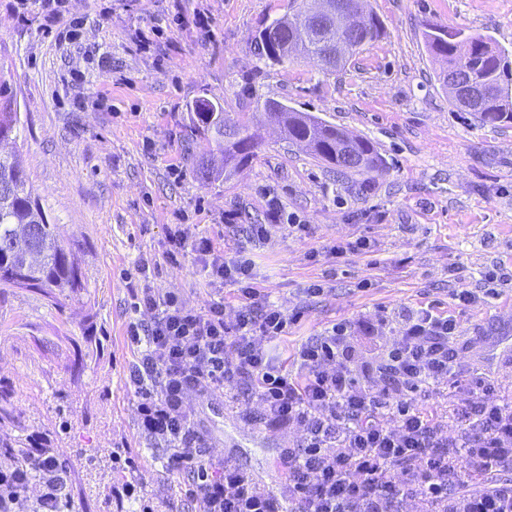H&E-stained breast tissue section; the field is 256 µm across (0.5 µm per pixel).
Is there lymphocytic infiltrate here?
Segmentation results:
<instances>
[{"label": "lymphocytic infiltrate", "mask_w": 512, "mask_h": 512, "mask_svg": "<svg viewBox=\"0 0 512 512\" xmlns=\"http://www.w3.org/2000/svg\"><path fill=\"white\" fill-rule=\"evenodd\" d=\"M188 249L213 280L238 285L243 302L233 321H225L223 302L198 311L174 292L146 286L136 298L150 321L130 323L127 337L138 349L129 381L141 430L169 448V471L194 474L187 494L198 512H402L409 500L415 512H512V485L485 482L512 466V405L484 379L459 382L453 317L429 307L405 311L399 336L359 372L351 366L355 326L335 323L299 347L291 375L261 344L287 335L290 319L262 301L253 260L226 256L185 228L169 236L166 256L174 262ZM234 383L257 395L267 417L300 432L284 455L287 494L226 460L202 457L205 439L188 399L202 390L221 395ZM440 385L459 395L460 426L452 434L423 407ZM0 453L8 459L0 464V512H16L35 484L40 493L30 512L70 506L62 449L37 438ZM465 477L481 490L451 494L452 481Z\"/></svg>", "instance_id": "lymphocytic-infiltrate-1"}]
</instances>
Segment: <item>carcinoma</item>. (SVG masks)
I'll return each instance as SVG.
<instances>
[{"label": "carcinoma", "mask_w": 512, "mask_h": 512, "mask_svg": "<svg viewBox=\"0 0 512 512\" xmlns=\"http://www.w3.org/2000/svg\"><path fill=\"white\" fill-rule=\"evenodd\" d=\"M382 24L374 19L361 32L341 29L326 21L314 23L306 18L282 36L295 40L292 49L279 55L273 43L255 40L260 58L283 64L293 58L308 59L321 69L334 71L337 63L326 58L328 44L346 42L351 53L377 40ZM430 52L445 60L446 70L463 79L471 78L486 84L491 96L482 108L474 109L454 94L448 76H439L448 88L451 103L482 123L512 121V61L506 50L498 47L489 35L470 34L461 29L430 24L424 33ZM12 64L0 57V144L21 138L20 113ZM197 128L224 154V177L230 178L246 168L255 156L256 141L241 124L233 130L224 129L223 108L208 99L192 106ZM284 138L291 144L306 148L317 159L342 170L347 169L343 153L358 159L354 170H371L383 164L382 156L365 138L353 136L345 129L306 112L285 107L280 120ZM84 287L79 269L58 241L54 225L40 201L33 194L19 151L0 150V288H32L54 294L58 290L76 293Z\"/></svg>", "instance_id": "cac0c4a2"}]
</instances>
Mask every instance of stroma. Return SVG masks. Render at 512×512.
Here are the masks:
<instances>
[{"mask_svg": "<svg viewBox=\"0 0 512 512\" xmlns=\"http://www.w3.org/2000/svg\"><path fill=\"white\" fill-rule=\"evenodd\" d=\"M46 18L28 0H0V47L8 50L18 89L21 158L36 195L85 286L56 298L0 288V445L39 435L62 449L76 512H158L169 500L195 512L187 475L165 466L163 445L138 427L127 383L134 350L126 341L136 288L179 293L188 307L224 303L233 319L236 285L217 283L193 257L168 262L170 233L232 253L248 248L258 282L285 314L301 312L269 348L288 373L308 338L341 320L355 323L356 366L372 362L394 339L379 323L407 309L432 307L458 321L459 380L480 371L502 399L512 398V357L495 365L473 336H512V288L483 293L484 275L512 271V124H480L448 100L440 58L423 39L439 23L493 36L512 50V0H364L384 35L323 72L306 61L270 66L254 38L268 20L295 12V0H64ZM213 15L211 34L193 24L195 7ZM81 18V37H67ZM160 23L164 33L141 50L136 33ZM200 99L229 118L253 115L256 155L239 175L201 178L209 146L192 122ZM278 101L369 139L385 160L354 173L323 164L282 140L256 110ZM308 224L305 235L277 228L263 246H247L244 225L267 221L266 193ZM240 225L225 227L226 211ZM374 253L336 255L358 237ZM148 265L147 280L124 271ZM370 287H362V280ZM322 284L310 296V283ZM480 293L457 303L456 292ZM208 455L231 460L259 482L286 490L282 458L297 444L292 427L270 424L248 387L189 401Z\"/></svg>", "mask_w": 512, "mask_h": 512, "instance_id": "1", "label": "stroma"}]
</instances>
